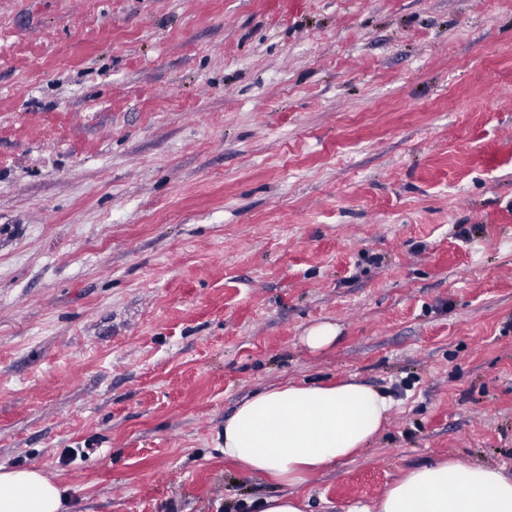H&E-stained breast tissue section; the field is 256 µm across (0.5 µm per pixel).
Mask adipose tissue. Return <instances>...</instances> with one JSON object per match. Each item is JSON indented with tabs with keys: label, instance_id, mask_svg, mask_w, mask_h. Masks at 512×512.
I'll use <instances>...</instances> for the list:
<instances>
[{
	"label": "adipose tissue",
	"instance_id": "obj_1",
	"mask_svg": "<svg viewBox=\"0 0 512 512\" xmlns=\"http://www.w3.org/2000/svg\"><path fill=\"white\" fill-rule=\"evenodd\" d=\"M393 399L349 379L281 384L246 400L224 425V458L289 493L260 512H303L293 490L352 458L389 421ZM66 489L34 468L0 467V512H66ZM349 512H512V479L486 466L444 460L412 468L376 506Z\"/></svg>",
	"mask_w": 512,
	"mask_h": 512
}]
</instances>
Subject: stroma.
<instances>
[{"label":"stroma","instance_id":"1","mask_svg":"<svg viewBox=\"0 0 512 512\" xmlns=\"http://www.w3.org/2000/svg\"><path fill=\"white\" fill-rule=\"evenodd\" d=\"M349 378L392 415L303 512L512 477V0H0V466L257 512L225 421ZM337 333L336 325L321 323L310 328L303 340L313 350L322 349L336 341Z\"/></svg>","mask_w":512,"mask_h":512}]
</instances>
